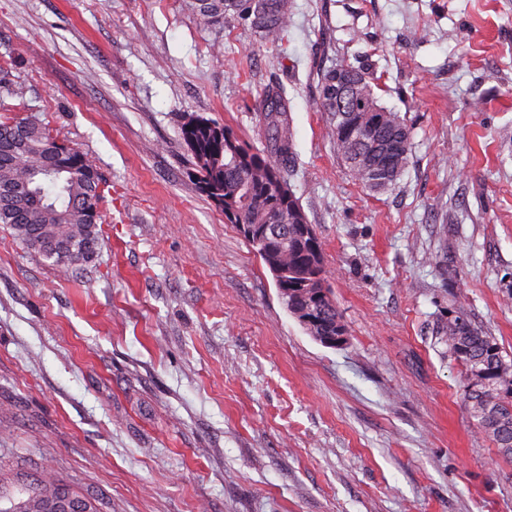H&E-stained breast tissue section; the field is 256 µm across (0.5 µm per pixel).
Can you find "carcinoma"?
I'll return each mask as SVG.
<instances>
[{"mask_svg":"<svg viewBox=\"0 0 512 512\" xmlns=\"http://www.w3.org/2000/svg\"><path fill=\"white\" fill-rule=\"evenodd\" d=\"M186 7L208 26L229 10L245 14L260 39L279 42L288 30L292 0H187ZM24 88L0 65V98H21ZM267 145L252 149L228 126L205 117L184 125L200 189L240 232L265 224L288 225V242L274 241L268 251L249 244L265 264L274 257L288 271L283 299L288 312L310 311L314 321L301 326L315 341L336 335L342 320L331 297L313 293L326 281L322 243L294 229L292 211L299 207L288 182L286 163L293 162L291 134L283 91L264 94ZM320 111L327 113L336 154L352 178L372 192L395 188L409 163L411 127L401 112L380 103L371 77L340 61L321 77ZM106 181L88 154L58 141L35 116L0 114V224L13 237L70 277L94 260L100 248V202ZM448 354L465 371L470 418L481 435L512 456V357L496 339L477 326L466 304L448 310L443 327ZM38 500V483L22 481L0 494V512H16Z\"/></svg>","mask_w":512,"mask_h":512,"instance_id":"1","label":"carcinoma"}]
</instances>
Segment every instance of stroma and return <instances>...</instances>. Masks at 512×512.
I'll return each mask as SVG.
<instances>
[{
    "instance_id": "1",
    "label": "stroma",
    "mask_w": 512,
    "mask_h": 512,
    "mask_svg": "<svg viewBox=\"0 0 512 512\" xmlns=\"http://www.w3.org/2000/svg\"><path fill=\"white\" fill-rule=\"evenodd\" d=\"M363 66L412 128L364 190L317 106ZM21 115L111 186L101 249L63 277L0 225V483L101 512H512L440 328L455 300L512 355V0H292L281 42L182 0H0ZM284 88L290 184L347 328L328 348L193 177L192 116L264 144ZM56 484V488L60 495H73L77 497L84 496L81 493L75 491L69 485L61 482V481H53ZM58 495L55 497V493L52 488L49 486L42 490L41 498L44 500L45 505H47V509H42L43 512H90L89 507H85L83 504L79 506L76 502H72L67 498Z\"/></svg>"
}]
</instances>
